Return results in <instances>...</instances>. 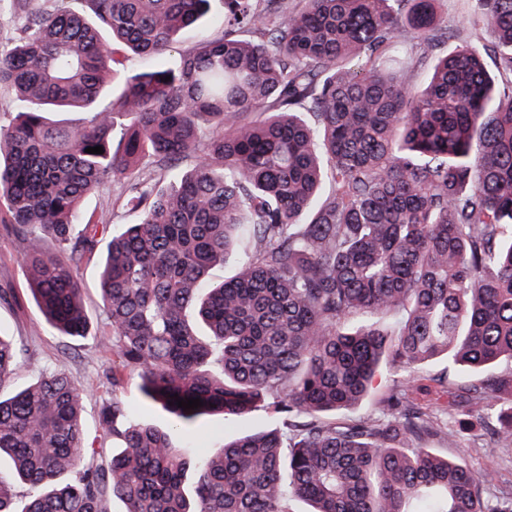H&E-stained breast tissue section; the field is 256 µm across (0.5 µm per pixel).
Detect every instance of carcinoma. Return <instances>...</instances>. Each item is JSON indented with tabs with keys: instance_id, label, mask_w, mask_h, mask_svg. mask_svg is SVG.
<instances>
[{
	"instance_id": "obj_1",
	"label": "carcinoma",
	"mask_w": 512,
	"mask_h": 512,
	"mask_svg": "<svg viewBox=\"0 0 512 512\" xmlns=\"http://www.w3.org/2000/svg\"><path fill=\"white\" fill-rule=\"evenodd\" d=\"M14 2L0 201L30 291L61 335H88L75 271L98 224L81 204L125 181L139 219L100 266L112 389L137 375L171 422L103 401L102 429L120 442L103 457L85 442L81 385L42 373L0 398L13 464L0 512H16L20 485L23 512H100L106 494L127 512H291L294 499L309 512H512V493L487 499L486 477L424 446L474 423L491 447L512 446V81L467 43L437 54L440 0H224L219 32L173 67L158 58L211 0ZM467 24L497 34L491 55L512 74V0H472ZM126 52L145 69L127 74ZM202 143L191 170L157 186ZM243 242L235 275L206 286ZM22 353L0 335V385ZM435 360L460 398L456 425L401 389L383 421L325 417L359 405L380 367L410 378ZM458 367L472 377L455 380ZM258 410L279 427L194 454L199 417Z\"/></svg>"
}]
</instances>
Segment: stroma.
Wrapping results in <instances>:
<instances>
[{"label": "stroma", "instance_id": "stroma-1", "mask_svg": "<svg viewBox=\"0 0 512 512\" xmlns=\"http://www.w3.org/2000/svg\"><path fill=\"white\" fill-rule=\"evenodd\" d=\"M469 7V0H443L441 11L443 23L448 27V38L440 46L442 53L452 52L466 39L481 51L493 46L492 33L470 36L465 25ZM123 196V181L111 179L83 202L84 213L96 216L100 222L101 241H108L126 225L137 220L136 214L128 212L124 206ZM4 216L5 209L0 206V334L13 337L21 347L26 348L27 353L18 372L0 385V393L7 395L19 390L45 370L69 374L84 390L81 422L87 443L92 448L105 443L113 449L119 446L115 440L103 441L99 419L102 400L114 394L130 406L135 418L157 426L164 425L167 419L165 410L143 397L135 377H126L120 388L112 386L109 377L112 353L100 342L106 327L99 290V255H92L76 272L91 333L79 340L60 336L45 321L30 293L28 277L21 261V245L17 237L7 230ZM444 370L445 364L440 360L424 365L418 377L408 386V398L421 411L447 423L457 412L458 399L449 393L447 385L438 381ZM275 425L270 413L264 411L253 412L238 420H227L222 415L211 414L197 421L195 440L211 448L220 439L232 437L240 430H266ZM425 445L448 457L464 459L470 468L486 475L489 481L487 495L512 489V447H487L479 430L461 433L451 441L434 436L427 439Z\"/></svg>", "mask_w": 512, "mask_h": 512}]
</instances>
